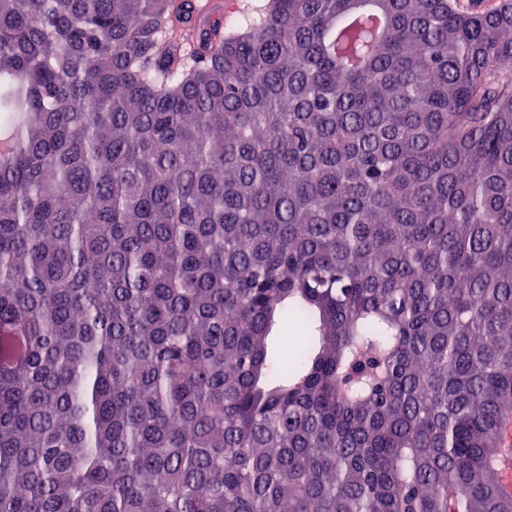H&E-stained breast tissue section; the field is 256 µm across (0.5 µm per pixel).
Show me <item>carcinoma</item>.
I'll use <instances>...</instances> for the list:
<instances>
[{"mask_svg": "<svg viewBox=\"0 0 512 512\" xmlns=\"http://www.w3.org/2000/svg\"><path fill=\"white\" fill-rule=\"evenodd\" d=\"M0 0V512H512V0Z\"/></svg>", "mask_w": 512, "mask_h": 512, "instance_id": "cac0c4a2", "label": "carcinoma"}]
</instances>
